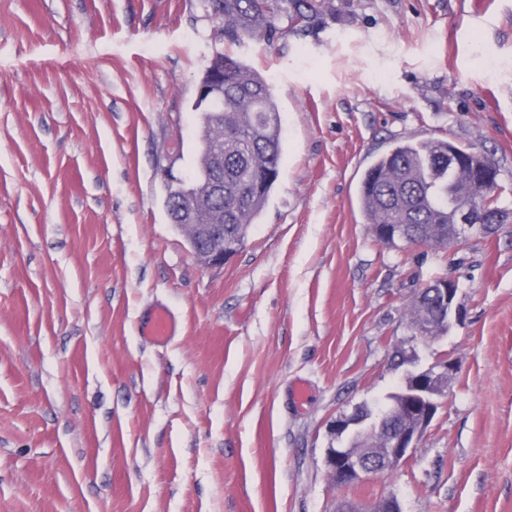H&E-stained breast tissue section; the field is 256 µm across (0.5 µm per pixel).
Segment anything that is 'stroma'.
<instances>
[{
  "label": "stroma",
  "instance_id": "obj_1",
  "mask_svg": "<svg viewBox=\"0 0 512 512\" xmlns=\"http://www.w3.org/2000/svg\"><path fill=\"white\" fill-rule=\"evenodd\" d=\"M478 2L332 0L269 45L223 43L201 0H0V512H512V220L391 247L357 201L395 143L443 138L493 155L512 210V0ZM219 47L270 84L283 161L204 268L161 171L197 167ZM444 276L457 318L410 341L417 288ZM156 305L179 324L164 344L139 333ZM447 358L409 461L336 486V417Z\"/></svg>",
  "mask_w": 512,
  "mask_h": 512
}]
</instances>
